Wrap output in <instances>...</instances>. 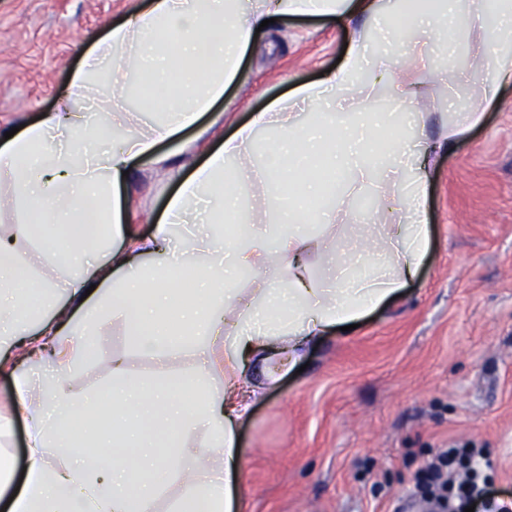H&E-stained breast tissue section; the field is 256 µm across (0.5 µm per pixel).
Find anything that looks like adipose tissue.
Segmentation results:
<instances>
[{
	"instance_id": "adipose-tissue-1",
	"label": "adipose tissue",
	"mask_w": 512,
	"mask_h": 512,
	"mask_svg": "<svg viewBox=\"0 0 512 512\" xmlns=\"http://www.w3.org/2000/svg\"><path fill=\"white\" fill-rule=\"evenodd\" d=\"M455 2L151 0L85 50L54 111L0 137V374L27 433L20 485L0 457L7 512H159L162 473L180 486L171 512H233L250 362L295 363L318 336L395 302L429 252L426 156L452 150L481 115L458 112L438 135L423 134L402 185L397 114L422 106L429 69L403 34L420 28L446 44ZM468 10L460 37L487 106L512 82V0H468ZM295 17L349 28L340 67L253 113L199 159L221 137L224 115L212 107L239 78L259 25ZM379 18L390 49L370 60L359 22ZM171 80L177 90L156 121L129 109L145 82ZM383 90L391 111L363 110L351 125L324 106ZM92 109L107 113V127L91 122ZM317 159L341 174L329 204ZM142 160L148 177L177 186L148 236L124 227L134 217L128 174ZM367 194L377 206L355 210ZM223 213L237 222L230 236L195 233ZM98 222L112 227L104 248L87 231ZM321 263L333 280L317 274ZM174 266L193 272L192 286L160 278ZM107 331L124 351L92 358Z\"/></svg>"
}]
</instances>
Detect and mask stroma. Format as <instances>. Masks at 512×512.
<instances>
[{
	"label": "stroma",
	"instance_id": "obj_1",
	"mask_svg": "<svg viewBox=\"0 0 512 512\" xmlns=\"http://www.w3.org/2000/svg\"><path fill=\"white\" fill-rule=\"evenodd\" d=\"M147 0H0V127L37 121L70 88L83 50L106 23ZM350 37L340 23L271 25L257 38L214 109L233 133L295 86L336 69ZM445 78L425 80L428 105L411 136L434 131L459 107L481 123L433 157L431 246L400 299L356 329L327 332L305 348L303 372L275 381L254 372L258 392L236 436L247 464L245 512H429L412 478L438 449L468 443L492 462L490 498L512 504V85L479 108L464 100L468 55L442 51ZM172 187L138 180L135 231L148 235ZM0 376V454L27 463L20 419Z\"/></svg>",
	"mask_w": 512,
	"mask_h": 512
}]
</instances>
